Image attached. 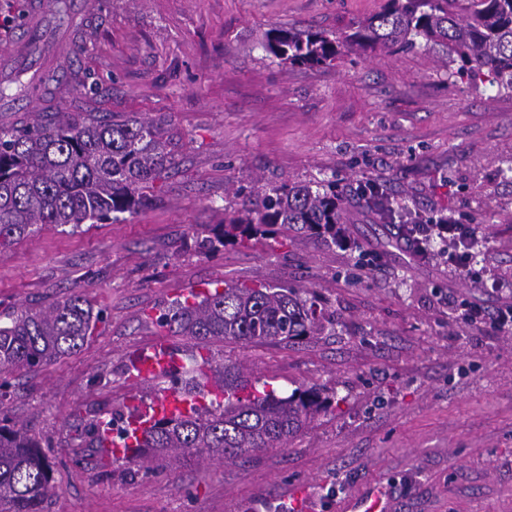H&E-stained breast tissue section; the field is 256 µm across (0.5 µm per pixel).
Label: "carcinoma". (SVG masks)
<instances>
[{"label": "carcinoma", "instance_id": "carcinoma-1", "mask_svg": "<svg viewBox=\"0 0 512 512\" xmlns=\"http://www.w3.org/2000/svg\"><path fill=\"white\" fill-rule=\"evenodd\" d=\"M424 43L442 51L451 75L512 91V0H386L383 9L345 31L274 28L265 50L294 66H322L347 51H376ZM19 71L0 84V99L30 85ZM164 121L136 115L27 112L0 123V246L46 226L75 232L137 213L148 205L145 189L174 162ZM363 206L393 223L394 201L373 183L357 188ZM349 213L336 180L315 185L284 182L202 239L217 252L228 245L280 232L310 235L327 246H351ZM101 312L74 291L50 303L0 312V512H45L54 495L55 457L28 425L8 415L4 398L23 369L53 364L76 353L93 336ZM157 325L201 345L230 339L242 345L297 342L333 327L334 318L315 291L224 283L222 290L169 303ZM172 396L189 409L131 413L121 422L93 418L83 430L91 444L125 449L122 461L148 476L152 461L193 458L242 460L284 448L332 405L317 388L287 396L240 381V367L224 357L202 356L175 378Z\"/></svg>", "mask_w": 512, "mask_h": 512}]
</instances>
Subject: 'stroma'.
<instances>
[{
    "label": "stroma",
    "instance_id": "1",
    "mask_svg": "<svg viewBox=\"0 0 512 512\" xmlns=\"http://www.w3.org/2000/svg\"><path fill=\"white\" fill-rule=\"evenodd\" d=\"M385 0H72L45 27L30 73L66 53L93 92L70 83L37 108L169 114L175 165L143 211L47 227L0 248V311L79 291L103 319L57 363L16 374L7 400L59 462L47 512H343L377 495L388 512H512V334L457 318L492 311L504 292L452 274L443 256L406 262L388 227L353 190L372 181L404 214L454 215L488 243L484 266L512 278V92L450 81L421 46L346 53L297 67L264 49L274 28L344 31ZM336 178L351 189L346 231L379 266L303 234L261 245L200 247V233L288 181ZM242 285L310 288L336 319L295 344H214L244 376L286 396L335 401L287 447L236 462L201 460L143 476L81 439L90 411L147 410L170 378L129 377L165 344L178 365L194 340L160 333L161 308Z\"/></svg>",
    "mask_w": 512,
    "mask_h": 512
}]
</instances>
